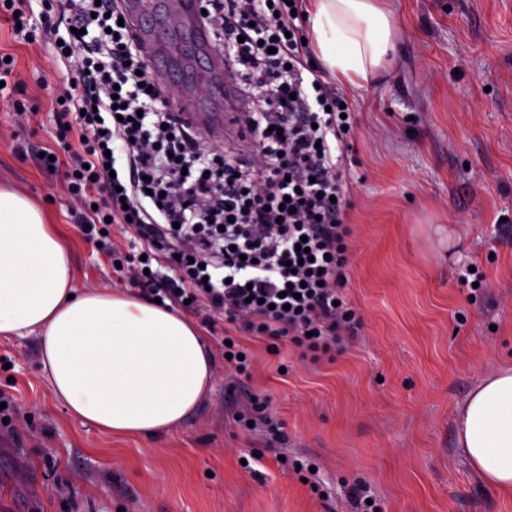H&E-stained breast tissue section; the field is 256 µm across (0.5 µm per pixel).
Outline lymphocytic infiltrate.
Returning <instances> with one entry per match:
<instances>
[{"label":"lymphocytic infiltrate","instance_id":"f902f5d3","mask_svg":"<svg viewBox=\"0 0 512 512\" xmlns=\"http://www.w3.org/2000/svg\"><path fill=\"white\" fill-rule=\"evenodd\" d=\"M31 23V0H0L27 41L48 38L75 75L56 91L72 140L43 168L67 170L79 228L104 221L131 231L138 252L109 245L120 283L148 300L224 321L236 338L224 368L248 374L255 336L332 357L358 329L344 299L352 269L349 150L341 95L303 45L302 0H206V19L243 78L251 150L209 147L174 107L175 92L147 72L125 0H55ZM306 244L302 260L297 244Z\"/></svg>","mask_w":512,"mask_h":512}]
</instances>
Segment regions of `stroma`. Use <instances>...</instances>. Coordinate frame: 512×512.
Returning <instances> with one entry per match:
<instances>
[{
  "label": "stroma",
  "instance_id": "35a3bbf8",
  "mask_svg": "<svg viewBox=\"0 0 512 512\" xmlns=\"http://www.w3.org/2000/svg\"><path fill=\"white\" fill-rule=\"evenodd\" d=\"M387 4L398 29L389 70L337 85L357 114L347 292L360 325L347 348L312 363L251 339V375L233 381L223 324L202 328L210 390L181 426L142 439L74 418L49 387L38 337L0 338V512H356L357 485L380 512H512V495L457 453L453 426L473 385L512 361V0ZM0 51L14 54L18 82L0 95V185L42 207L79 287L114 290L108 255L70 219L65 169L33 155L62 141L51 96L72 71L5 23ZM19 102L41 124H18ZM467 263L482 289L461 284ZM255 395L285 441L236 422ZM301 462L318 468L326 496L296 473Z\"/></svg>",
  "mask_w": 512,
  "mask_h": 512
}]
</instances>
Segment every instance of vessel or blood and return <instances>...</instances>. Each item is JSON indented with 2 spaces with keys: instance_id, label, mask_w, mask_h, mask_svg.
Wrapping results in <instances>:
<instances>
[{
  "instance_id": "vessel-or-blood-1",
  "label": "vessel or blood",
  "mask_w": 512,
  "mask_h": 512,
  "mask_svg": "<svg viewBox=\"0 0 512 512\" xmlns=\"http://www.w3.org/2000/svg\"><path fill=\"white\" fill-rule=\"evenodd\" d=\"M126 8L139 47L164 84H184L188 60L199 61L210 78L211 98L223 105L222 111L213 112L195 99L180 96L177 112L196 127L218 128L228 137L239 135L236 117L245 111L247 101L231 62L216 50L201 0H126Z\"/></svg>"
}]
</instances>
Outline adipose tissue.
<instances>
[{"label":"adipose tissue","mask_w":512,"mask_h":512,"mask_svg":"<svg viewBox=\"0 0 512 512\" xmlns=\"http://www.w3.org/2000/svg\"><path fill=\"white\" fill-rule=\"evenodd\" d=\"M324 67L358 86L394 49L383 0H310ZM36 336L53 394L84 423L137 438L179 427L209 390L214 362L196 326L125 294L78 287L62 239L22 193L0 187V337ZM456 448L512 495V364L481 378L455 414Z\"/></svg>","instance_id":"1"}]
</instances>
